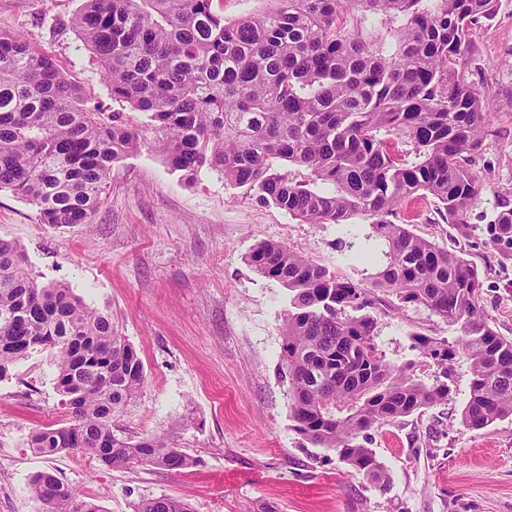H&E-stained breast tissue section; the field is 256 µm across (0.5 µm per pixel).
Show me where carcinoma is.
<instances>
[{"instance_id": "carcinoma-1", "label": "carcinoma", "mask_w": 512, "mask_h": 512, "mask_svg": "<svg viewBox=\"0 0 512 512\" xmlns=\"http://www.w3.org/2000/svg\"><path fill=\"white\" fill-rule=\"evenodd\" d=\"M269 2L226 23L214 0H82L70 27L112 100L138 113V123L105 111L52 55L0 30V190L33 205L42 224H89L112 167L139 151L149 131L164 163L188 182L210 170L302 223L344 225L348 248L378 265L367 283L273 241L259 243L249 263L291 293L280 375L296 431L382 488L384 467L359 438L448 401V385L427 386L415 380L413 364L386 360L377 320L366 312L375 291L459 326L458 348L471 369L467 429L512 416V338L481 308L477 267L388 220L421 193L440 204L447 223H466L481 184L465 154L482 147L490 117L468 79L470 36L499 0ZM383 21L388 47L370 30ZM382 130L411 143L420 161L399 158ZM276 161L306 169L310 179L276 171ZM357 213L373 218L370 248L357 245L348 224ZM486 235L512 256V207H501ZM412 340L444 368L455 355L434 338L414 333ZM45 351L70 423L35 431L28 442L35 453L77 451L112 470L196 463L164 436L120 434L145 372L117 315L65 285L38 284L23 250L0 239V380L19 360ZM30 491L42 512H102L48 472L33 476ZM135 512L192 509L160 496L141 500Z\"/></svg>"}]
</instances>
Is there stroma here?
<instances>
[{
	"instance_id": "stroma-1",
	"label": "stroma",
	"mask_w": 512,
	"mask_h": 512,
	"mask_svg": "<svg viewBox=\"0 0 512 512\" xmlns=\"http://www.w3.org/2000/svg\"><path fill=\"white\" fill-rule=\"evenodd\" d=\"M79 6L0 0V29L25 34L109 108V90L68 27ZM471 40L468 78L491 112L482 148L467 157L481 197L458 227L422 196L405 200L391 220L476 264L484 312L512 337V259L485 236L500 207L512 206V0H499ZM110 183L91 223L61 229L39 223L27 201L2 190L0 238L21 246L38 283L66 284L118 314L146 375L124 435L166 436L197 464L110 470L78 453L34 454L30 435L65 423L56 365L35 353L0 380V512H40L29 484L44 471L103 512H134L141 499L159 496L187 499L193 512H512V417L478 431L463 426L468 360L458 354L444 367L420 360L411 339L418 332L452 343L458 326L421 307L400 309L395 295L378 293L372 309L380 348L393 365L415 362L424 384L447 381L449 393L443 404L371 431L367 446L386 469V489L296 433L279 376L289 292L257 274L248 256L274 240L339 276L363 279L374 268L352 259L341 226L302 223L210 171L186 182L148 146L116 164Z\"/></svg>"
}]
</instances>
